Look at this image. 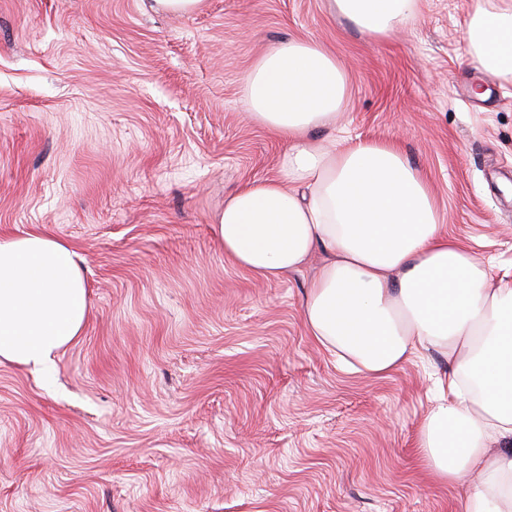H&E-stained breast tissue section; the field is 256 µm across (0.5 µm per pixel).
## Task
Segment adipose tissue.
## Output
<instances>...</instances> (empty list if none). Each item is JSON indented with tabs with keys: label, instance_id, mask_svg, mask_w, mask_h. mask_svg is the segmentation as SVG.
Listing matches in <instances>:
<instances>
[{
	"label": "adipose tissue",
	"instance_id": "obj_1",
	"mask_svg": "<svg viewBox=\"0 0 512 512\" xmlns=\"http://www.w3.org/2000/svg\"><path fill=\"white\" fill-rule=\"evenodd\" d=\"M365 36L390 39L420 0H328ZM468 47L485 75L512 82V0H474ZM347 79L320 43L272 45L245 77L256 123L284 145L278 173L224 200L213 233L224 254L263 281L322 263L302 310L316 341L357 371L382 376L436 351L448 372L419 428L441 481L474 475L464 512H512V280L449 237L426 176L393 141L335 145ZM89 312L71 247L27 233L0 239V360L47 365Z\"/></svg>",
	"mask_w": 512,
	"mask_h": 512
}]
</instances>
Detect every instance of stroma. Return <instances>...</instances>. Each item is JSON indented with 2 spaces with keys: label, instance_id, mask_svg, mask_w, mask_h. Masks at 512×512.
Instances as JSON below:
<instances>
[{
  "label": "stroma",
  "instance_id": "35a3bbf8",
  "mask_svg": "<svg viewBox=\"0 0 512 512\" xmlns=\"http://www.w3.org/2000/svg\"><path fill=\"white\" fill-rule=\"evenodd\" d=\"M472 5L374 40L328 0H0V237L67 242L90 294L47 371L0 361V512H462L417 446L447 359L349 369L303 322L316 264L258 280L212 224L283 150L247 71L310 39L347 76L337 141H396L449 236L511 274L512 82L473 63ZM202 0H148L149 9L156 14H190Z\"/></svg>",
  "mask_w": 512,
  "mask_h": 512
}]
</instances>
